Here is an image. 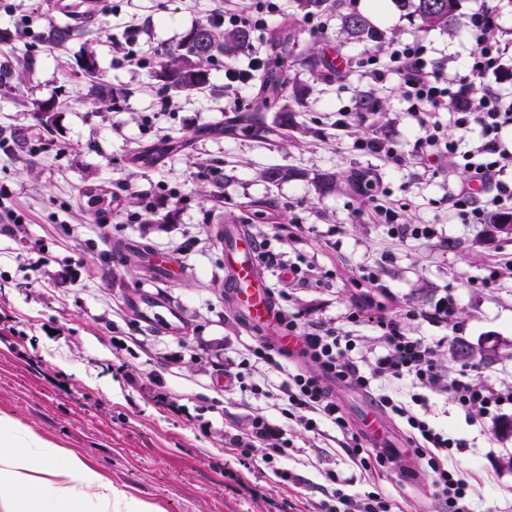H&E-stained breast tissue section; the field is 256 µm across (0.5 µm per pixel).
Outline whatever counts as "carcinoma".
I'll use <instances>...</instances> for the list:
<instances>
[{
  "label": "carcinoma",
  "instance_id": "obj_1",
  "mask_svg": "<svg viewBox=\"0 0 512 512\" xmlns=\"http://www.w3.org/2000/svg\"><path fill=\"white\" fill-rule=\"evenodd\" d=\"M296 8L303 16L317 15L332 7V0H295ZM395 5L409 11L420 28L442 29L453 33L458 25L460 0H393ZM341 32L345 38L358 43L381 45L386 40L367 16L350 12L341 16ZM78 33V25L71 22L57 23L44 32V41L64 45ZM256 30L252 26H236L220 29L216 22H199L192 26L181 41L169 48L156 62L155 76L163 87L170 91H193L209 83L211 66L222 58H231L253 47ZM271 46L275 52L267 60L260 76L259 92L247 107L224 122L202 125L188 139L162 140L145 145L135 157L141 167H154L171 154L184 152L195 140L217 135H246L253 139L266 140L272 129L262 124L260 114L269 110L280 113V123L288 125V113L305 105L308 89L291 78L284 64L287 54L294 51V34L284 31L271 33ZM309 71L326 76L329 68L322 53L309 49L303 58ZM357 112H379L382 101L371 94L359 96L354 104ZM261 178L273 185L302 176V173L283 166H270L260 171ZM363 176L358 171L345 175L336 172H320L311 178V183L320 194H326L341 184L359 189Z\"/></svg>",
  "mask_w": 512,
  "mask_h": 512
}]
</instances>
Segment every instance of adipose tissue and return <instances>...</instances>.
Returning a JSON list of instances; mask_svg holds the SVG:
<instances>
[{"label":"adipose tissue","instance_id":"adipose-tissue-1","mask_svg":"<svg viewBox=\"0 0 512 512\" xmlns=\"http://www.w3.org/2000/svg\"><path fill=\"white\" fill-rule=\"evenodd\" d=\"M0 512H159L73 454L0 415Z\"/></svg>","mask_w":512,"mask_h":512}]
</instances>
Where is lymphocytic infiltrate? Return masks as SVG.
<instances>
[{
    "label": "lymphocytic infiltrate",
    "instance_id": "f902f5d3",
    "mask_svg": "<svg viewBox=\"0 0 512 512\" xmlns=\"http://www.w3.org/2000/svg\"><path fill=\"white\" fill-rule=\"evenodd\" d=\"M495 25V17L489 10L479 9L470 15L469 31L476 35L477 41L469 53L466 74L459 80L439 75L426 47L417 40L392 43L387 46L383 59L373 58L358 64L361 77L370 84L380 85L389 77H396L405 111L421 132L419 142L424 145L426 155L461 153L468 180L453 192L448 202L455 216L465 224L479 223L489 206L512 210V183L502 179L503 172L512 168V150L506 149L500 139L503 128L512 126V91L491 86L477 96L467 91L468 83L499 72L511 50L499 40L487 38V30ZM443 110L449 113L445 125L435 119L437 112ZM449 124L464 134L479 130L476 149L459 152L457 141L449 139L445 130ZM363 194L371 199L374 212L386 224L392 239L405 242L434 238L433 225L400 223L395 208L375 198L373 187L364 188ZM257 258L264 267L286 277L292 287L324 285L326 275L315 260L281 251L270 238L258 239ZM278 320L285 331L300 336L299 355L316 363L318 374L297 371L278 386L258 384L257 376L265 368L277 366L279 357L286 354L285 349L261 341L249 349L238 369H226V376L233 378L241 390L281 402L283 414L307 431H317L322 421L332 424L346 436V448L352 460L365 469L373 464L386 467L394 454L385 450L374 457H365L361 438L352 431L332 394V386L348 383L375 394L378 409L404 425L408 451L421 462L442 512H469V484L457 468L448 464L450 449L464 447V440L449 437L418 413L423 397L413 396L406 403L387 394H377L376 388L379 382L404 377L426 389L440 382L461 411L476 412L491 419L499 418L504 406L512 405V389L492 387L480 375L465 371L441 378L434 345L425 338L408 335L402 320L380 321L382 352L367 373L354 360V340L343 328L322 322H302L297 313L284 306L279 309ZM228 440L244 455L252 448L264 447L263 463L283 482L295 483V476L282 465L288 456L289 441L265 416H254L246 431L229 435Z\"/></svg>",
    "mask_w": 512,
    "mask_h": 512
}]
</instances>
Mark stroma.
<instances>
[{
    "instance_id": "35a3bbf8",
    "label": "stroma",
    "mask_w": 512,
    "mask_h": 512,
    "mask_svg": "<svg viewBox=\"0 0 512 512\" xmlns=\"http://www.w3.org/2000/svg\"><path fill=\"white\" fill-rule=\"evenodd\" d=\"M225 0H100L94 23L65 46L42 34L64 20V0H0V68H30L0 94V211H23L27 223L0 229V414L10 416L72 451L113 485L157 504L162 512H315L333 489L378 492L401 512H441L430 484L410 458L363 469L348 456L343 435L323 422L308 432L278 408L224 385L225 360L240 361L257 336L225 301L224 253L217 232L227 221L249 235L276 238L278 247L316 255L329 278L322 288L291 293L288 305L304 320L332 323L357 338L361 370L377 346L379 316L412 309L413 335L435 346L436 361L454 376L482 372L512 387V270L479 287L489 262L512 258V234L448 219V197L466 177L461 160L444 155L433 170L418 163L420 133L403 110L395 81L369 88L359 73L336 82L286 65L308 86L307 104L266 141L212 138L165 166L143 170L130 161L138 146L190 134L198 125L235 115L253 85L229 82L223 63L203 91H164L158 58L197 22L224 15ZM381 31L422 40L438 71L462 76L474 46L468 29L457 35L424 31L393 0H382ZM367 13L365 0H339L326 24L298 18V52L317 48L327 61L382 57V50L346 42L341 14ZM136 29L143 62L117 64L113 45ZM94 52L101 83L120 90L116 109L98 111L78 62ZM373 92L384 109L350 128L336 114ZM49 113H41V106ZM393 142L404 155L395 165L356 148L365 134ZM270 165L300 170V178L271 185L259 172ZM370 170L380 193L396 204L404 224H431L430 240L392 241L385 224L356 191L319 194L309 182L321 171ZM163 191L156 208L141 194ZM273 223L254 219V210ZM150 244L175 260L182 274L167 281L146 275L137 251ZM374 272L391 296L347 322L357 288L353 268ZM146 294L183 311L177 333L150 327L135 303ZM455 299L448 319L430 314L440 299ZM465 342L473 357L452 355ZM430 420L467 440L451 451L467 476L474 512H512V407L507 422L465 415L447 395L429 393ZM263 414L283 429L291 447L284 462L297 477L285 484L267 469L261 449L240 455L225 437ZM335 481H328V474Z\"/></svg>"
}]
</instances>
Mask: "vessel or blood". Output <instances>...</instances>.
Listing matches in <instances>:
<instances>
[{
    "instance_id": "obj_1",
    "label": "vessel or blood",
    "mask_w": 512,
    "mask_h": 512,
    "mask_svg": "<svg viewBox=\"0 0 512 512\" xmlns=\"http://www.w3.org/2000/svg\"><path fill=\"white\" fill-rule=\"evenodd\" d=\"M224 272L228 298L241 320L284 349L298 351L299 337L279 326L276 298L257 263L256 244L242 225L224 229Z\"/></svg>"
}]
</instances>
